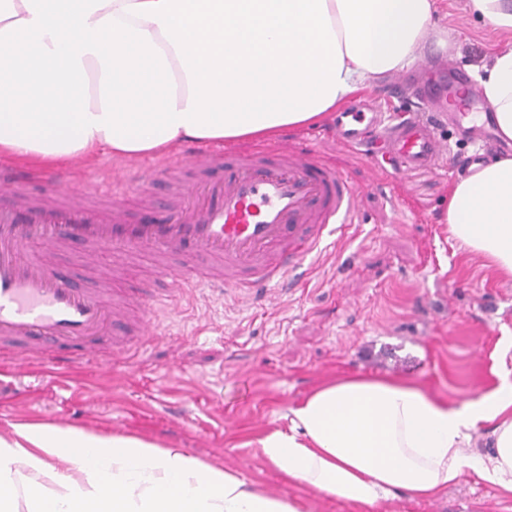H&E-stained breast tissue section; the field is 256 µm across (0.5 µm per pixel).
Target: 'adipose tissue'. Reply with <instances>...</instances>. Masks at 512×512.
Masks as SVG:
<instances>
[{"instance_id":"ef3b65f1","label":"adipose tissue","mask_w":512,"mask_h":512,"mask_svg":"<svg viewBox=\"0 0 512 512\" xmlns=\"http://www.w3.org/2000/svg\"><path fill=\"white\" fill-rule=\"evenodd\" d=\"M134 2L112 0L88 22L113 15L149 31L178 85L176 107L186 109L187 78L174 48L157 23L124 13ZM326 5L343 54L341 78L348 85L334 107L411 68L431 47L448 46L434 34L435 0H326ZM477 80L499 134L512 139V48L497 53ZM189 139L182 127L148 150H125L96 130L83 146L49 153L0 139V157L36 159L47 167L105 151L137 160L166 154ZM443 218L460 245L512 277V158L477 164L452 188ZM481 428L486 449L471 450ZM253 442L289 482L359 512H372L399 492L434 499L469 474L512 494V381L454 402L410 380L346 374L290 408L286 429ZM19 503L25 512H300L295 501L249 487L235 472L181 449L39 422L15 424L13 438H0V512H13Z\"/></svg>"}]
</instances>
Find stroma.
Instances as JSON below:
<instances>
[{
    "label": "stroma",
    "instance_id": "35a3bbf8",
    "mask_svg": "<svg viewBox=\"0 0 512 512\" xmlns=\"http://www.w3.org/2000/svg\"><path fill=\"white\" fill-rule=\"evenodd\" d=\"M435 22L451 49L434 62L471 76L512 46L465 0H436ZM408 105L405 88L390 77L346 108L399 116ZM438 134L449 153L438 170L401 173L351 150L326 151L358 190L359 211L311 255L292 289L263 297L195 291L159 311L160 335L117 354L108 370L94 362L60 372L43 361L0 360V436L13 437L19 421L134 435L235 471L272 496L296 500L302 512H354L285 481L246 445L247 433L286 428L290 408L344 373L399 377L455 400L512 380V280L460 247L440 221L456 181L450 158L473 147L448 125ZM8 164L25 179L53 177L72 188L116 170L133 183L142 176L140 161L109 154L56 168ZM100 262L117 272L120 290L154 277L147 254L131 263L107 252ZM374 512H512V494L467 477L436 500L400 493Z\"/></svg>",
    "mask_w": 512,
    "mask_h": 512
}]
</instances>
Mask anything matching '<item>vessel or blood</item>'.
Masks as SVG:
<instances>
[{
	"label": "vessel or blood",
	"instance_id": "1",
	"mask_svg": "<svg viewBox=\"0 0 512 512\" xmlns=\"http://www.w3.org/2000/svg\"><path fill=\"white\" fill-rule=\"evenodd\" d=\"M360 112L336 120L334 142L367 154L382 153L405 170L436 169L446 145L434 125L407 119L376 133ZM223 171L206 185L175 181L179 168ZM147 172L172 179L161 215L141 224L122 203L124 181L111 190L92 184L97 200L58 196L42 187L31 198L17 172L0 169V352L48 360L63 370L93 358L112 364L95 348L113 318L112 271L99 269L100 288H76L56 269V258L74 241L86 247L85 264L109 249L137 256L147 252L167 279L165 293L126 295L145 335H155L159 306L175 305L183 288L261 291L286 283L338 226L358 210V192L346 174L319 161L313 151L264 150L242 155L194 146L180 162L152 163Z\"/></svg>",
	"mask_w": 512,
	"mask_h": 512
}]
</instances>
